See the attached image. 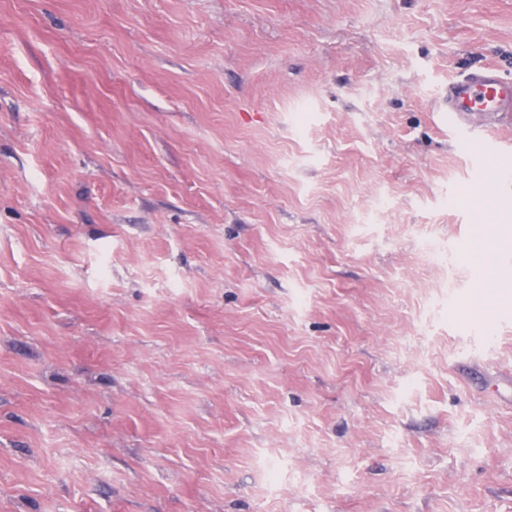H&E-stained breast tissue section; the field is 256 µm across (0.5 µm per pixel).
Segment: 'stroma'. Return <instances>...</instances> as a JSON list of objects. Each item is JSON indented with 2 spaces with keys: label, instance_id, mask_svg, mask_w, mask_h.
<instances>
[{
  "label": "stroma",
  "instance_id": "35a3bbf8",
  "mask_svg": "<svg viewBox=\"0 0 512 512\" xmlns=\"http://www.w3.org/2000/svg\"><path fill=\"white\" fill-rule=\"evenodd\" d=\"M490 60L512 0H0V512H512ZM448 119L457 133H481L482 144L476 163L489 170L491 159L504 152L500 143L492 139V130L502 126L503 119L512 121V80L505 79L499 65L493 61L450 79Z\"/></svg>",
  "mask_w": 512,
  "mask_h": 512
}]
</instances>
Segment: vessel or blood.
Masks as SVG:
<instances>
[{
  "mask_svg": "<svg viewBox=\"0 0 512 512\" xmlns=\"http://www.w3.org/2000/svg\"><path fill=\"white\" fill-rule=\"evenodd\" d=\"M448 119L453 131L480 132L478 166L489 167L502 147L491 137L503 120L512 121V80L505 79L499 65L488 61L448 82Z\"/></svg>",
  "mask_w": 512,
  "mask_h": 512,
  "instance_id": "vessel-or-blood-1",
  "label": "vessel or blood"
}]
</instances>
